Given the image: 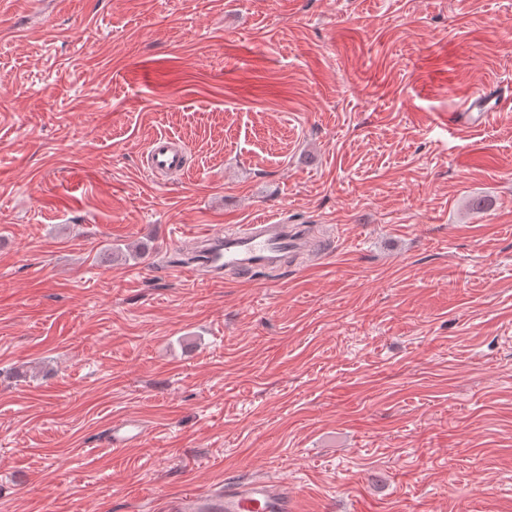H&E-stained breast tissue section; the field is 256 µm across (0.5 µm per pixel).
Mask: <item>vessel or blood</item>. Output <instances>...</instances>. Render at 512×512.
Wrapping results in <instances>:
<instances>
[{
  "mask_svg": "<svg viewBox=\"0 0 512 512\" xmlns=\"http://www.w3.org/2000/svg\"><path fill=\"white\" fill-rule=\"evenodd\" d=\"M512 109V97L501 91L481 88L463 103L453 120L467 128H477L491 113ZM146 169L156 179L166 180L184 171L186 156L179 139L164 135L153 138L145 151ZM197 266L172 264L169 275L193 273L195 267L224 274L233 273L243 281L263 271L283 265L303 254H319V246L305 227L281 219L241 224L222 235L203 234ZM144 436L135 421L113 423L105 440L113 451L136 445ZM297 495L288 483L258 476L243 481L225 480L207 490L188 489L170 497L165 512H296Z\"/></svg>",
  "mask_w": 512,
  "mask_h": 512,
  "instance_id": "vessel-or-blood-1",
  "label": "vessel or blood"
}]
</instances>
